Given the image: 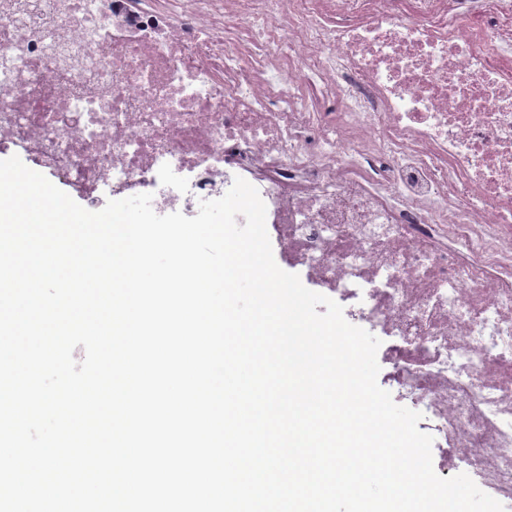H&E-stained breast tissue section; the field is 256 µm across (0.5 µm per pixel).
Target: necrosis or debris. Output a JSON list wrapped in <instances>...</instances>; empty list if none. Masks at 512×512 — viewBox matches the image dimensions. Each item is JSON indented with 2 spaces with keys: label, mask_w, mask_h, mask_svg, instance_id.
Instances as JSON below:
<instances>
[{
  "label": "necrosis or debris",
  "mask_w": 512,
  "mask_h": 512,
  "mask_svg": "<svg viewBox=\"0 0 512 512\" xmlns=\"http://www.w3.org/2000/svg\"><path fill=\"white\" fill-rule=\"evenodd\" d=\"M189 2L0 0V151L160 215L244 178L280 261L384 338L390 390L512 507V0Z\"/></svg>",
  "instance_id": "obj_1"
}]
</instances>
